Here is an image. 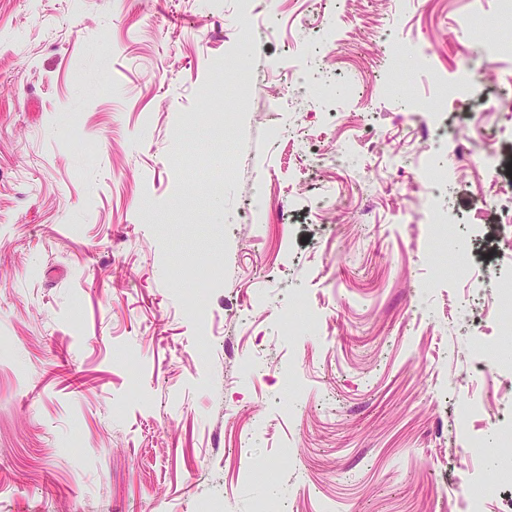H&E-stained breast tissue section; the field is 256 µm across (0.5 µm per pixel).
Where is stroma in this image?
<instances>
[{
  "instance_id": "stroma-1",
  "label": "stroma",
  "mask_w": 512,
  "mask_h": 512,
  "mask_svg": "<svg viewBox=\"0 0 512 512\" xmlns=\"http://www.w3.org/2000/svg\"><path fill=\"white\" fill-rule=\"evenodd\" d=\"M469 7L323 0L304 27L299 0H0V512H512L488 466L512 330L486 288L512 289V54L437 102L512 21L484 0L476 44ZM272 8L285 35L252 63L311 81L289 114L228 63ZM435 111L491 139L481 179L442 141L411 164L401 140ZM285 119L304 143L267 138ZM351 137L349 171L319 166ZM258 176L290 223H247ZM418 183L442 192L421 206ZM477 55L464 56L456 71L458 72L457 82L451 85L448 96L444 97V106L447 108L449 104L456 106L461 101L462 91L466 89L477 78L490 77L493 73V63L484 59L480 66L476 65Z\"/></svg>"
}]
</instances>
